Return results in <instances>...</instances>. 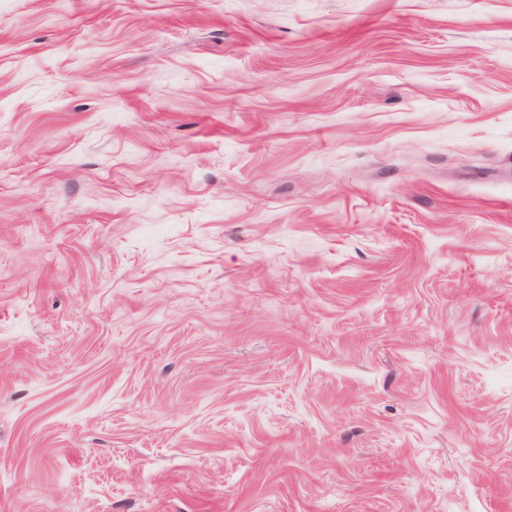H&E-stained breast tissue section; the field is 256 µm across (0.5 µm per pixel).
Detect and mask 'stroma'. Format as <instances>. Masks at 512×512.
<instances>
[{
  "instance_id": "35a3bbf8",
  "label": "stroma",
  "mask_w": 512,
  "mask_h": 512,
  "mask_svg": "<svg viewBox=\"0 0 512 512\" xmlns=\"http://www.w3.org/2000/svg\"><path fill=\"white\" fill-rule=\"evenodd\" d=\"M0 512H512V0H0Z\"/></svg>"
}]
</instances>
